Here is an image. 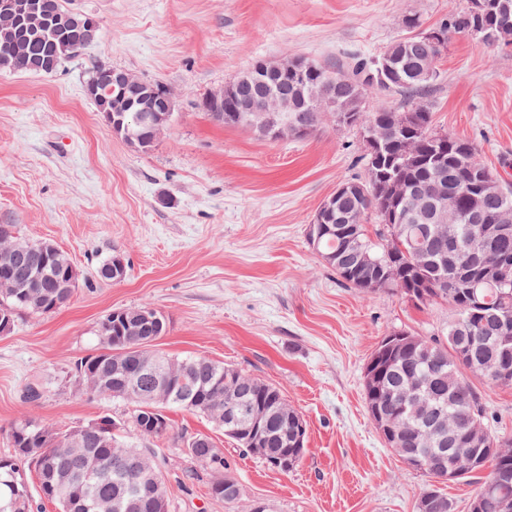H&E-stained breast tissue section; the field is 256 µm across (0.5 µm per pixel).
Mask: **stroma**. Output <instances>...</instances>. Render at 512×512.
I'll return each mask as SVG.
<instances>
[{
  "label": "stroma",
  "instance_id": "stroma-1",
  "mask_svg": "<svg viewBox=\"0 0 512 512\" xmlns=\"http://www.w3.org/2000/svg\"><path fill=\"white\" fill-rule=\"evenodd\" d=\"M468 0H65L94 15L97 42L51 75L0 71V224L68 254L79 282L68 305L18 314L0 335V454L19 417L76 426L107 415L123 441L129 407L89 394L75 363L100 320L147 305L167 320L172 357L204 356L278 387L307 424L308 452L288 472L242 454L222 429L178 408L165 463L172 512H234L190 470L184 439L210 436L234 463L242 504L269 512H417L426 478L387 447L364 403V370L383 336L448 325L447 305L416 308L391 291L345 285L312 248L311 219L338 183L363 173L359 130L325 120L299 139L263 140L213 123L199 104L259 59L318 62L376 54L406 14L429 28ZM100 64L177 94L173 120L146 154L116 137L86 94ZM426 103L434 127L473 142L499 170L512 163V47L453 37ZM120 255L125 279L97 280ZM42 397H26L30 387Z\"/></svg>",
  "mask_w": 512,
  "mask_h": 512
}]
</instances>
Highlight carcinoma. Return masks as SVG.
<instances>
[{"label":"carcinoma","instance_id":"1","mask_svg":"<svg viewBox=\"0 0 512 512\" xmlns=\"http://www.w3.org/2000/svg\"><path fill=\"white\" fill-rule=\"evenodd\" d=\"M497 44L512 45V15H489ZM474 24L466 7L435 26L444 42L456 35L466 36ZM405 34L390 42L375 56L352 55L334 64L314 62L316 71L299 80L273 73L246 70L245 91L275 100L288 91L295 93L296 104L288 108V121H311L317 128L324 118L343 116L336 126L357 128L366 133L367 118L381 113L390 127L387 146L375 155L363 157L365 177L351 179V184L368 185L389 175L411 184L437 179L439 170L432 166L434 152L443 151L448 192L457 194L461 219L448 225L453 247L437 236V225L408 221L387 222L389 200L369 205L362 198L349 197L342 207L357 220L356 243L359 260L349 257L351 242L347 225L330 224L308 237L317 240V253L336 270L349 287L365 291L364 281L374 271L394 270L397 278L389 289L408 296L414 304L446 303L452 311L446 332L441 336H419L397 331L385 336L370 357L375 363L374 378L364 384L368 407H380L394 417L398 444L387 443L402 457H416L421 465L416 471L428 477L422 488L418 512H455V506L439 485L470 479L480 486L469 503L474 512H502L503 501H512V436L490 425L485 395L464 376L469 372L489 386L512 385V371L504 374L497 366L498 343L512 338V322L498 324L493 316L506 309L512 313V264L500 275L481 279L477 287L458 285L449 270L451 256L464 261L473 252L496 249L512 257V231L502 237H484L480 228L500 210H512V182L498 177V186L480 193L477 185H468L471 173L487 169L478 158L475 146L464 139L432 129V114L414 111L412 100L429 96L440 78L432 77L430 67L443 48H434L424 37L419 17L403 20ZM45 30L28 33L25 45L15 43L9 26L0 25V70L47 74L41 63L50 49ZM384 59L407 74L403 83L381 80L375 61ZM338 77L330 97L328 111L309 112L304 101V87L321 75ZM398 95L403 105L393 108L385 102ZM381 104L367 107L370 97ZM210 121L223 126L250 128L247 113L236 111L235 102H224V119L207 114ZM373 216L381 227L375 242L368 236L366 220ZM20 239L13 235V225L0 224V273L30 284L28 288H0V321L14 320L18 311L47 314L57 310L56 284L63 271L54 262H44L34 251L23 258L14 255ZM431 254V264L419 267L414 249ZM448 287H442V283ZM141 307L115 309L105 315L97 329L98 348L76 365V378L83 384L94 379L105 396L126 401L132 408L130 423L143 437L161 440L172 431L166 409L178 407L207 418L224 431V436L239 448L250 452L238 434L250 428L249 421L261 417L264 422L262 447L255 452L267 461L283 455L292 447L296 420L301 415L291 407L281 390L242 371L206 357L171 358L156 349L157 341L167 332V322L158 328L144 327L135 335L129 325ZM478 424L487 432L493 453L475 451L463 435ZM119 423L102 416L88 424L64 428L45 425L31 418H21L9 431L12 452L0 457V512H34L36 499L55 504L59 512H155L145 498L129 507L130 489L141 487L139 474L124 457L154 454L121 442ZM184 455L207 470L221 469L224 486L215 487L210 496L226 504L240 500V486L231 462L216 446L193 448L183 442ZM468 465L453 479L448 473L459 465ZM38 479L37 494H32L27 472Z\"/></svg>","mask_w":512,"mask_h":512}]
</instances>
